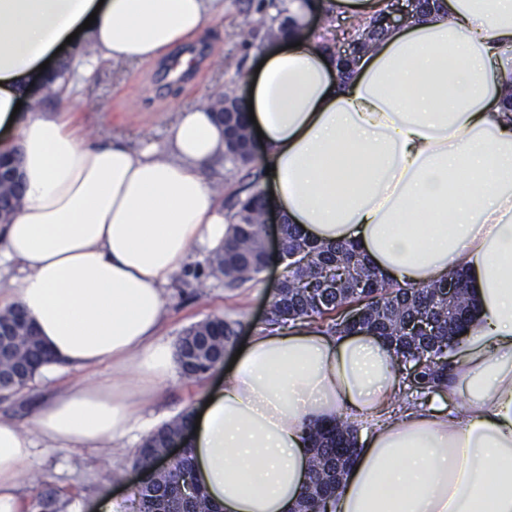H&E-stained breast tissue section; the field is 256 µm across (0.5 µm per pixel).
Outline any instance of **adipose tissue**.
<instances>
[{"label":"adipose tissue","mask_w":512,"mask_h":512,"mask_svg":"<svg viewBox=\"0 0 512 512\" xmlns=\"http://www.w3.org/2000/svg\"><path fill=\"white\" fill-rule=\"evenodd\" d=\"M289 31L248 76L258 161L288 223L358 247L402 284L463 272L473 328L447 387L395 404L382 338L260 325L202 408L195 476L224 512H294L311 428L372 426L333 512H512V0H432L342 68L283 0ZM216 0H0V149L15 151L22 203L0 224V310L20 308L62 382L32 420L0 422V512H24L21 480L42 454L99 445L139 425L166 381L165 286L230 233L214 188L226 134L180 113L163 146L101 142L69 94L16 111L74 31L96 48L85 74L160 59L215 21ZM110 365L112 382L89 375Z\"/></svg>","instance_id":"1"}]
</instances>
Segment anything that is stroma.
Wrapping results in <instances>:
<instances>
[{
	"label": "stroma",
	"instance_id": "obj_1",
	"mask_svg": "<svg viewBox=\"0 0 512 512\" xmlns=\"http://www.w3.org/2000/svg\"><path fill=\"white\" fill-rule=\"evenodd\" d=\"M243 6V0H220L216 22L195 42L196 47L205 49L206 59L188 82L153 85L157 66L153 60L101 67L87 78L71 71L69 81L75 86L72 99L84 112L91 134L100 140L119 138L160 145L179 112L203 107L231 83L238 92H245V83L234 80V66L239 63L253 69L265 45L243 33ZM220 58L228 60V67L216 68ZM281 275V263L274 258L261 282L228 288L223 279L209 275L207 258H193L165 289L167 317L162 336L177 341L186 328L213 316L239 320L246 328L261 323L269 307V291ZM220 374L216 368L202 379L190 380L174 373L151 403V417L164 423L184 409H201L208 389L216 386ZM51 390V384L38 383L0 394V420L30 427L33 410ZM140 446V440L128 437L114 450L48 453L36 473L24 480L26 512H37L39 496L50 489L68 498L67 512H86L94 501L116 492L117 479L134 482Z\"/></svg>",
	"mask_w": 512,
	"mask_h": 512
}]
</instances>
